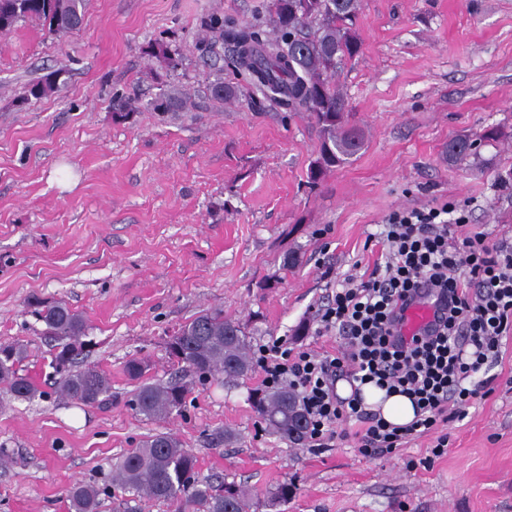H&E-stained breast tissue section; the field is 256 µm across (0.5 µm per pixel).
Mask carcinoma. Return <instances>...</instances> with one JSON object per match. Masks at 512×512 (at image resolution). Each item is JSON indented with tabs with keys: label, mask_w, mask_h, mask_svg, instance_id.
I'll return each mask as SVG.
<instances>
[{
	"label": "carcinoma",
	"mask_w": 512,
	"mask_h": 512,
	"mask_svg": "<svg viewBox=\"0 0 512 512\" xmlns=\"http://www.w3.org/2000/svg\"><path fill=\"white\" fill-rule=\"evenodd\" d=\"M88 0H0V36L10 34L25 20L39 22L49 32L65 37L82 24ZM360 0H268L267 10L277 32L272 48H266L254 25L231 31L235 63L256 75L255 85L272 100L291 111H304L314 119L320 140L318 158L309 172L316 186L331 168L346 163L363 145L362 134L347 124L346 102L336 86L339 62L359 53V38L353 30ZM57 70L28 84L23 102L61 91ZM206 95L217 104L236 97V88L224 83V68L214 71ZM186 96L175 85L160 89L144 109L176 112L185 108ZM475 143L460 138L448 143V159L458 160L476 152ZM32 314L45 325L44 334L57 342L51 365L58 378L55 393L77 405L99 404L111 390L110 379L93 366H78L88 348L72 346L71 340L87 337L82 314L64 302L31 304ZM179 348L171 357L193 372L229 381L254 371L249 336L240 323L221 312H204L178 330ZM27 351L20 343L0 345V386L13 398H41L31 378L21 373ZM191 389L175 378L139 385L131 406L148 420H164L184 410ZM255 412L267 427L288 438L291 426L305 418L299 395L287 387L266 388L253 393ZM197 459L192 450L171 433H156L127 452L112 466V475L102 486L77 482L68 491L69 512H99L100 496L112 488L134 498L147 495L170 502L175 512H254L256 502L241 488L222 490L195 477ZM295 486L282 483L267 493L266 505L274 509L288 501Z\"/></svg>",
	"instance_id": "cac0c4a2"
}]
</instances>
